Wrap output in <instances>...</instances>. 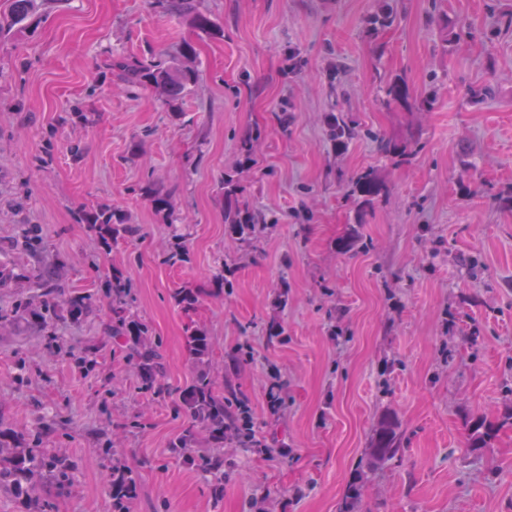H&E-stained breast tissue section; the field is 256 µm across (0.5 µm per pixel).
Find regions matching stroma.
Listing matches in <instances>:
<instances>
[{"instance_id": "stroma-1", "label": "stroma", "mask_w": 512, "mask_h": 512, "mask_svg": "<svg viewBox=\"0 0 512 512\" xmlns=\"http://www.w3.org/2000/svg\"><path fill=\"white\" fill-rule=\"evenodd\" d=\"M196 4L223 37L198 38L191 16L156 0H45L0 38V313L40 307L49 270L97 299L86 321L62 304L47 322L0 329V427L50 419L41 447L77 466L73 480L41 479L46 512H112L99 465L109 445L140 470L130 512H250L260 496L265 512H339L355 479L360 512H512V208L492 200L512 185V30L494 18L511 15L512 0H392L385 30L370 23L381 0ZM186 40L198 79L181 113L111 69L118 54L175 57ZM394 75L434 105L385 106L380 87ZM485 85L491 96L471 97ZM339 113L364 136L332 141L327 119ZM412 133L421 152L392 166L376 136ZM369 167L388 194L360 221L347 191ZM228 174L241 203L266 216L248 242L224 227ZM146 182L170 195L176 224L142 196ZM101 203L140 229L105 256L81 220ZM356 222L366 246L343 251ZM32 227L42 240L27 247ZM176 228L192 251L182 267L164 262ZM219 263L234 273L232 293L190 314L171 302V289L210 287ZM115 274L159 339L166 399L142 392L109 336L101 286ZM192 322L214 338V369L247 399L256 440L281 451L269 460L225 445L220 499L169 452L186 424L173 392L192 374ZM87 345L89 369L66 353ZM387 410L402 450L362 472ZM478 415L500 429L474 451L466 423Z\"/></svg>"}]
</instances>
